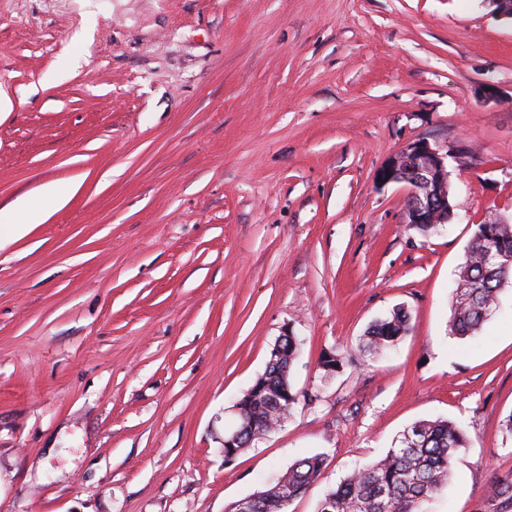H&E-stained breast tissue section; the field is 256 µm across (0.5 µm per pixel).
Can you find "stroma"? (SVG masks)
Here are the masks:
<instances>
[{
  "label": "stroma",
  "mask_w": 512,
  "mask_h": 512,
  "mask_svg": "<svg viewBox=\"0 0 512 512\" xmlns=\"http://www.w3.org/2000/svg\"><path fill=\"white\" fill-rule=\"evenodd\" d=\"M493 87L496 94L485 97ZM465 146L454 216L404 223L380 169ZM61 208L16 209L44 186ZM512 215V24L481 0H0V512H224L321 454L288 512L414 422L468 446L432 512L512 483V286L450 336L476 224ZM405 307L389 359L359 349ZM297 397L232 461V399L275 339ZM343 353L333 376L319 369Z\"/></svg>",
  "instance_id": "stroma-1"
}]
</instances>
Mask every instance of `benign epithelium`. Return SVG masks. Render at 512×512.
<instances>
[{
	"label": "benign epithelium",
	"instance_id": "1",
	"mask_svg": "<svg viewBox=\"0 0 512 512\" xmlns=\"http://www.w3.org/2000/svg\"><path fill=\"white\" fill-rule=\"evenodd\" d=\"M463 152L462 146L444 152L422 138L406 144L385 164L379 174L382 183H406L410 186L405 223H448V213L444 208L448 204L446 186L450 167Z\"/></svg>",
	"mask_w": 512,
	"mask_h": 512
}]
</instances>
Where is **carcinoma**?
I'll list each match as a JSON object with an SVG mask.
<instances>
[{
    "mask_svg": "<svg viewBox=\"0 0 512 512\" xmlns=\"http://www.w3.org/2000/svg\"><path fill=\"white\" fill-rule=\"evenodd\" d=\"M512 283V218L476 225L461 264L452 300L449 333L459 339H474L499 307L504 287ZM410 316L403 307L372 324L362 341L364 352L384 358L409 330ZM303 340L290 332L276 338L279 352L267 361L265 370L236 398L247 408L254 427L245 432L235 448V457L260 436L271 432L285 418L296 396L292 393L291 369ZM463 424L448 419L421 420L392 443L386 454L355 466L334 486L326 489L317 512H428L426 505L448 486L452 465L467 447ZM321 454L296 460L288 470L262 480V488L246 499L253 512H288L295 499L304 496L323 475Z\"/></svg>",
    "mask_w": 512,
    "mask_h": 512,
    "instance_id": "carcinoma-1",
    "label": "carcinoma"
}]
</instances>
